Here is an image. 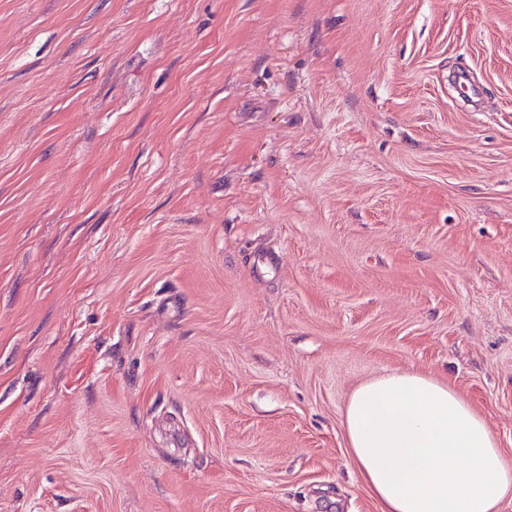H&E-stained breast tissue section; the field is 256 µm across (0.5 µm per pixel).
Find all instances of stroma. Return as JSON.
I'll use <instances>...</instances> for the list:
<instances>
[{
    "instance_id": "35a3bbf8",
    "label": "stroma",
    "mask_w": 512,
    "mask_h": 512,
    "mask_svg": "<svg viewBox=\"0 0 512 512\" xmlns=\"http://www.w3.org/2000/svg\"><path fill=\"white\" fill-rule=\"evenodd\" d=\"M406 370L512 467V0H0V512H376Z\"/></svg>"
}]
</instances>
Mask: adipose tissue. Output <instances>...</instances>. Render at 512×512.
Returning a JSON list of instances; mask_svg holds the SVG:
<instances>
[{"label": "adipose tissue", "mask_w": 512, "mask_h": 512, "mask_svg": "<svg viewBox=\"0 0 512 512\" xmlns=\"http://www.w3.org/2000/svg\"><path fill=\"white\" fill-rule=\"evenodd\" d=\"M343 427L377 512H496L512 493L486 420L447 381L416 371L367 380Z\"/></svg>", "instance_id": "1"}]
</instances>
